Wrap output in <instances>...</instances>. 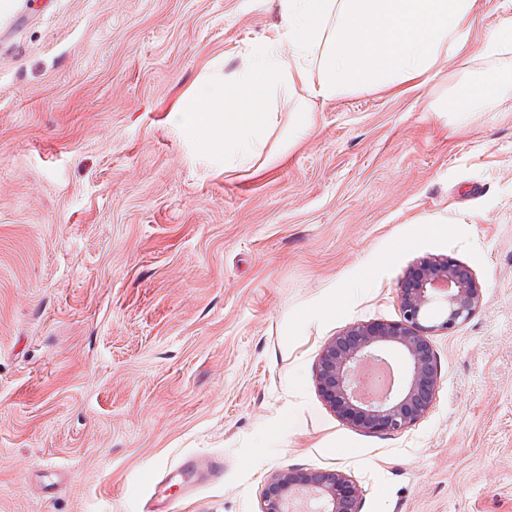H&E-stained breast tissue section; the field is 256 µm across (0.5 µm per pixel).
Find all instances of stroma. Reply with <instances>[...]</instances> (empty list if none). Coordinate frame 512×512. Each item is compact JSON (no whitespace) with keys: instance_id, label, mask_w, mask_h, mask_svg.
I'll return each instance as SVG.
<instances>
[{"instance_id":"1","label":"stroma","mask_w":512,"mask_h":512,"mask_svg":"<svg viewBox=\"0 0 512 512\" xmlns=\"http://www.w3.org/2000/svg\"><path fill=\"white\" fill-rule=\"evenodd\" d=\"M501 19L479 8L449 71L490 69ZM278 22L276 0H0V512H143L139 479L187 455L219 471L172 512H260L286 468L345 472L361 512H512V99L461 122L438 81L360 92L225 172L167 115ZM426 258L484 303L431 338V411L366 432L313 368L399 320Z\"/></svg>"}]
</instances>
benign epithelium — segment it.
Returning <instances> with one entry per match:
<instances>
[{
    "mask_svg": "<svg viewBox=\"0 0 512 512\" xmlns=\"http://www.w3.org/2000/svg\"><path fill=\"white\" fill-rule=\"evenodd\" d=\"M482 288L467 267L451 260L420 263L402 281L400 320L357 323L330 339L314 369V381L344 421L370 433H399L424 418L435 400L439 379L430 336L467 321L481 306ZM401 356L396 385L378 397L364 390L365 369ZM360 512V491L337 470L286 469L262 492L261 512Z\"/></svg>",
    "mask_w": 512,
    "mask_h": 512,
    "instance_id": "1",
    "label": "benign epithelium"
}]
</instances>
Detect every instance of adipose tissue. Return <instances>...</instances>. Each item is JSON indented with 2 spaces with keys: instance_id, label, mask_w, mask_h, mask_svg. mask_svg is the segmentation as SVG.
<instances>
[{
  "instance_id": "obj_1",
  "label": "adipose tissue",
  "mask_w": 512,
  "mask_h": 512,
  "mask_svg": "<svg viewBox=\"0 0 512 512\" xmlns=\"http://www.w3.org/2000/svg\"><path fill=\"white\" fill-rule=\"evenodd\" d=\"M481 4L495 9L499 0H278L282 24L274 36L255 46L234 76H202L169 120L205 151H223L225 170L255 165L294 94L303 96L306 134L317 125L318 104L426 86L466 44ZM506 97L512 73L505 70L448 87L456 112Z\"/></svg>"
}]
</instances>
